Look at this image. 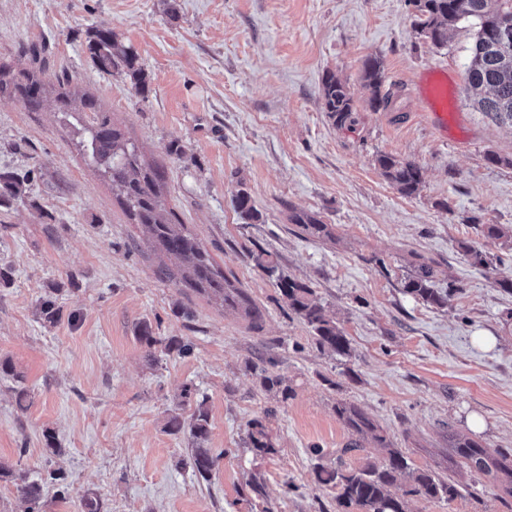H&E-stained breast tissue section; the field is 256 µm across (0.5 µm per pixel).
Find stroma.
I'll list each match as a JSON object with an SVG mask.
<instances>
[{
  "instance_id": "obj_1",
  "label": "stroma",
  "mask_w": 512,
  "mask_h": 512,
  "mask_svg": "<svg viewBox=\"0 0 512 512\" xmlns=\"http://www.w3.org/2000/svg\"><path fill=\"white\" fill-rule=\"evenodd\" d=\"M410 0H0V61L64 79L112 113L143 158L165 168L163 196L214 263L261 312L251 322L162 280L173 261L129 223L103 179L44 111L0 98V172L28 176L24 198L0 207V464L42 488L43 512H80L96 495L107 512H360L339 506L318 466L356 468L383 458L337 418L338 401L368 413L415 468L452 479L454 500L411 501L412 512H512L496 478L456 467L449 434L512 449V240L482 224L512 225V127L458 97L440 141L421 114L416 84L428 67L464 79L475 27L444 46L414 27ZM112 30L149 78L138 95L100 71L84 46ZM385 62L388 110H373L364 60ZM347 82L356 123L324 111L325 74ZM178 143L183 157L170 155ZM503 161L488 162V153ZM390 154L417 164L422 185L401 196L377 166ZM246 189L259 213L242 223ZM318 214L334 240L302 235L289 210ZM467 241L493 255L471 265ZM270 252L283 275L309 284L351 347L320 349L254 257ZM437 265L448 305L404 292L418 258ZM63 311L46 323L40 304ZM189 343L184 356L147 354L137 327ZM274 375L290 398L265 387ZM27 393L17 404L16 386ZM209 413L216 459L208 479L184 466L189 432L171 415ZM274 453L258 456L252 421ZM59 448L51 453L46 434ZM322 448L315 456L313 448Z\"/></svg>"
}]
</instances>
